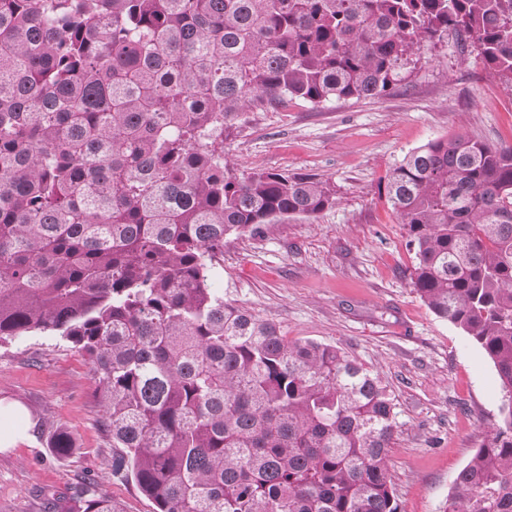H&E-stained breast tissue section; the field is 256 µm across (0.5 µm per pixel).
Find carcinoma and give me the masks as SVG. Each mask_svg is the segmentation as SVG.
Instances as JSON below:
<instances>
[{
    "mask_svg": "<svg viewBox=\"0 0 512 512\" xmlns=\"http://www.w3.org/2000/svg\"><path fill=\"white\" fill-rule=\"evenodd\" d=\"M448 30L512 83V0H0V341L88 356L112 474L156 512H401L388 386L211 287L225 239L335 191L236 173L224 136L256 109L384 96ZM385 198L414 290L508 396L444 512H512V146L432 140ZM61 512L119 510L81 492Z\"/></svg>",
    "mask_w": 512,
    "mask_h": 512,
    "instance_id": "cac0c4a2",
    "label": "carcinoma"
}]
</instances>
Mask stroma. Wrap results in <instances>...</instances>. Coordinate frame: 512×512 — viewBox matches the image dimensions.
Instances as JSON below:
<instances>
[{
  "label": "stroma",
  "mask_w": 512,
  "mask_h": 512,
  "mask_svg": "<svg viewBox=\"0 0 512 512\" xmlns=\"http://www.w3.org/2000/svg\"><path fill=\"white\" fill-rule=\"evenodd\" d=\"M390 94L257 110L224 142L238 171L315 174L336 204L314 222L273 224L224 242L212 285L227 301L273 321L291 339L342 348L379 374L398 430L388 461L401 512H443L458 472L499 420L504 393L473 340L434 315L411 285L413 254L384 196L404 155L465 133L512 145V84L488 76L452 34L424 45ZM0 403L25 410V434L0 450V512H45L49 498L82 486L120 512H154L112 474V439L92 366L47 333L0 344ZM75 449L53 453L54 433Z\"/></svg>",
  "instance_id": "obj_1"
}]
</instances>
